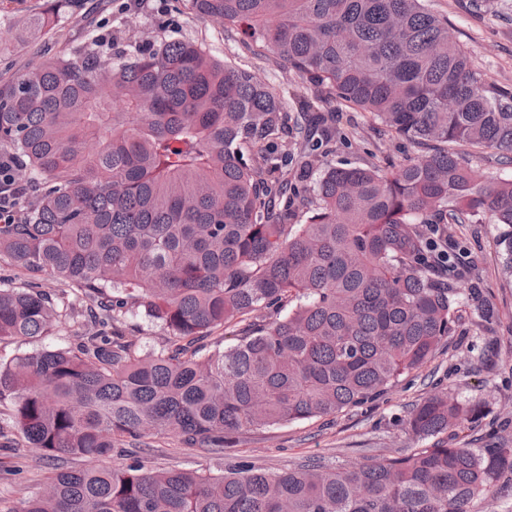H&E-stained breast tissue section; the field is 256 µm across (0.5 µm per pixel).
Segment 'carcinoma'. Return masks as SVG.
<instances>
[{"label":"carcinoma","instance_id":"carcinoma-1","mask_svg":"<svg viewBox=\"0 0 512 512\" xmlns=\"http://www.w3.org/2000/svg\"><path fill=\"white\" fill-rule=\"evenodd\" d=\"M215 25L262 38L317 91L422 149L376 167L327 166L322 140L288 177V102L194 41L95 30L0 72V156L25 189L0 258L99 301L74 347L0 357V437L44 456H118L57 472L16 512H493L512 446L448 443L481 403L435 394L409 417L430 441L358 467L279 473L239 459L219 476L154 471L130 448L173 433L224 451L234 436L365 405L432 356L456 320L464 257L422 224L510 228L512 179L454 146L512 160V89L488 88L423 0H192ZM57 26L32 13L0 51ZM305 208L303 224H292ZM0 287V342L37 340L73 303ZM168 333L142 354L116 323L134 308ZM236 336L203 353L218 328ZM455 148L465 153L467 162L477 175L496 179H510L512 177V165L504 162L505 159H501V156L493 155V152L479 153L464 146H456Z\"/></svg>","mask_w":512,"mask_h":512}]
</instances>
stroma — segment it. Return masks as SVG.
Listing matches in <instances>:
<instances>
[{
	"label": "stroma",
	"instance_id": "35a3bbf8",
	"mask_svg": "<svg viewBox=\"0 0 512 512\" xmlns=\"http://www.w3.org/2000/svg\"><path fill=\"white\" fill-rule=\"evenodd\" d=\"M127 0H83L71 11L66 0H0V27L18 26L34 9L49 7L62 17L56 30L25 44L0 70L15 68L65 50L84 39L93 27L111 26L124 31ZM437 16L447 19L453 36L471 52L473 68L490 88H512V0H424ZM175 24L170 36L202 44L211 54L254 74L288 99V118L296 120L303 104L326 109L317 101L306 77L288 69L267 47L235 27H220L198 17L192 0H146L137 28L152 30L159 18ZM340 132L327 147V162L340 165L372 164L387 169L389 161L417 156L410 142L382 133L369 114L337 105ZM448 233L464 252L471 272L459 286L478 289L476 301L461 299L455 325L436 354L422 367L402 377L381 398L330 417H316L240 434L235 447L214 453L181 444L168 434L153 442L148 464L154 469L187 468L222 474L236 458L257 468L276 472L315 460L342 467L357 466L387 455L422 447L407 428L413 408L425 398L448 392L460 400L480 401L485 415L457 429L455 441L472 448L484 446L485 437L497 432L512 442V273L503 268L500 240L504 225L489 222L451 224ZM493 307L492 321L482 310ZM79 326L61 317L47 336L36 342L21 339L0 343V356L42 348L69 346ZM88 458L72 455L52 461L34 448L0 447V512H13L20 502L47 483L56 468L90 467Z\"/></svg>",
	"mask_w": 512,
	"mask_h": 512
}]
</instances>
